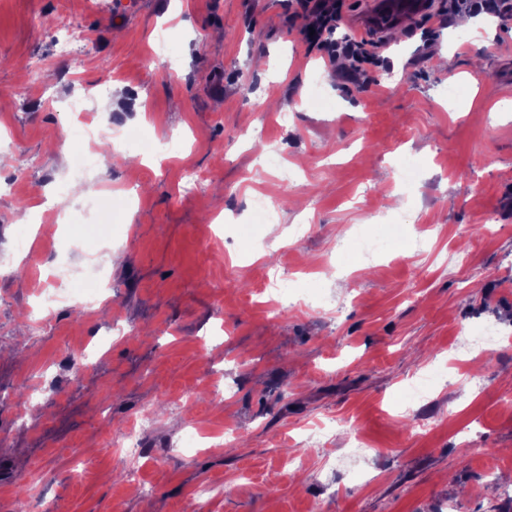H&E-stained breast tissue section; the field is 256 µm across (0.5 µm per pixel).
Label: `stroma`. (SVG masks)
I'll list each match as a JSON object with an SVG mask.
<instances>
[{
  "instance_id": "1",
  "label": "stroma",
  "mask_w": 512,
  "mask_h": 512,
  "mask_svg": "<svg viewBox=\"0 0 512 512\" xmlns=\"http://www.w3.org/2000/svg\"><path fill=\"white\" fill-rule=\"evenodd\" d=\"M113 2L0 0V512L23 486L26 512H512V20L448 21L427 59L394 25L392 65L364 87L309 50L287 0ZM62 16L80 56L56 44ZM85 93L114 149L78 168L46 143L76 141L66 103ZM76 184L111 213L52 204ZM362 235L389 247L365 261ZM97 258L108 302L21 327L40 289L70 288L64 267ZM285 274L313 294L279 313ZM487 323L498 341L462 361L455 337ZM83 343L98 351L76 384L65 353ZM147 410L120 469L107 443ZM187 419L229 449H176ZM332 420L343 432L307 454Z\"/></svg>"
}]
</instances>
